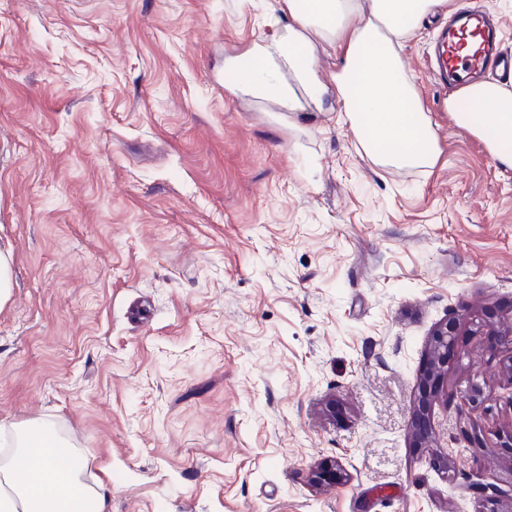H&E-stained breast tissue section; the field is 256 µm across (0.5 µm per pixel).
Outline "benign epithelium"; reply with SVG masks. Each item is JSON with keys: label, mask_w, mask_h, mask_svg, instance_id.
<instances>
[{"label": "benign epithelium", "mask_w": 512, "mask_h": 512, "mask_svg": "<svg viewBox=\"0 0 512 512\" xmlns=\"http://www.w3.org/2000/svg\"><path fill=\"white\" fill-rule=\"evenodd\" d=\"M459 321L451 318L439 324L433 331L430 343V357L422 378V391L418 406L414 411V431L421 448L429 441L427 410L436 389L448 367V351L454 347ZM508 492L495 484H487L480 489L477 512H512L504 509L503 498Z\"/></svg>", "instance_id": "obj_1"}]
</instances>
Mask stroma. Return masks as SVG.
<instances>
[{
    "label": "stroma",
    "mask_w": 512,
    "mask_h": 512,
    "mask_svg": "<svg viewBox=\"0 0 512 512\" xmlns=\"http://www.w3.org/2000/svg\"><path fill=\"white\" fill-rule=\"evenodd\" d=\"M467 6L512 51V0L420 22L403 63L440 155L418 170L375 163L337 97L245 93L284 0H0V447L51 423L105 512H474L512 478V346L477 325L512 326V168L426 63ZM459 319L451 318L439 324L433 331L430 343V357L422 378V391L414 411V431L420 448L428 447L427 410L436 389L448 367V351L454 347Z\"/></svg>",
    "instance_id": "stroma-1"
}]
</instances>
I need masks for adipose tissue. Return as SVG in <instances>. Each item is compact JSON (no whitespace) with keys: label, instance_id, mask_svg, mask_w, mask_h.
<instances>
[{"label":"adipose tissue","instance_id":"ef3b65f1","mask_svg":"<svg viewBox=\"0 0 512 512\" xmlns=\"http://www.w3.org/2000/svg\"><path fill=\"white\" fill-rule=\"evenodd\" d=\"M439 0H285L295 25L287 35L271 33L254 47L247 78L254 95L269 97L288 110L301 105L283 78L292 70L305 86L325 93L314 62V38L342 50L335 77L346 122L374 162L396 168L428 169L439 158L430 119L418 105L416 88L401 57L404 42ZM446 108L455 121L482 139L489 151L512 168V90L490 79L464 86ZM52 484L53 498L42 493ZM77 466L57 451L52 434L22 440L17 456L0 466V512H71L80 492Z\"/></svg>","mask_w":512,"mask_h":512}]
</instances>
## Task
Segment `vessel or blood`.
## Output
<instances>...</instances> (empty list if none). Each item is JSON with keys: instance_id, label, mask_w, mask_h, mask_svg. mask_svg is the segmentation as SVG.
I'll list each match as a JSON object with an SVG mask.
<instances>
[{"instance_id": "b4317fda", "label": "vessel or blood", "mask_w": 512, "mask_h": 512, "mask_svg": "<svg viewBox=\"0 0 512 512\" xmlns=\"http://www.w3.org/2000/svg\"><path fill=\"white\" fill-rule=\"evenodd\" d=\"M499 23L481 12H459L435 48V79L449 85L463 83L492 69L512 79V52L502 49Z\"/></svg>"}]
</instances>
